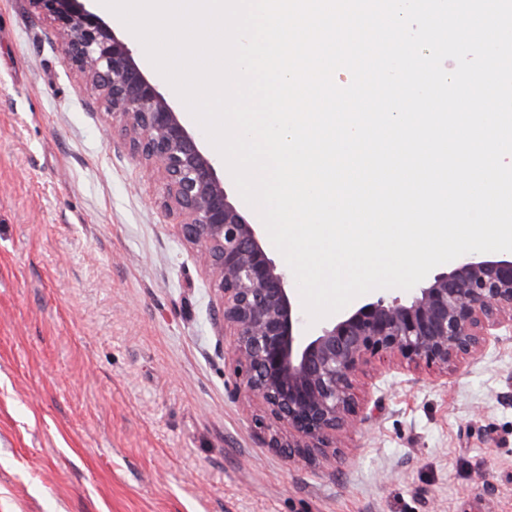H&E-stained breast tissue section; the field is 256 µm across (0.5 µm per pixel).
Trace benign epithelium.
I'll return each mask as SVG.
<instances>
[{
  "instance_id": "1",
  "label": "benign epithelium",
  "mask_w": 512,
  "mask_h": 512,
  "mask_svg": "<svg viewBox=\"0 0 512 512\" xmlns=\"http://www.w3.org/2000/svg\"><path fill=\"white\" fill-rule=\"evenodd\" d=\"M61 39L76 74L104 104L130 155L155 170L163 204L196 252L219 302L215 327L229 339L233 394L258 401V427L288 459L328 464L336 440L368 421L358 378L374 361L448 374L512 331V254H465L409 300L378 296L301 333L289 274L262 225L229 198L217 162L134 49L91 0H31Z\"/></svg>"
}]
</instances>
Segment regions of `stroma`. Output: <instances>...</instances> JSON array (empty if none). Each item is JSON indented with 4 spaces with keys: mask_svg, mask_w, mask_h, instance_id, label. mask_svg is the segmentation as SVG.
Listing matches in <instances>:
<instances>
[{
    "mask_svg": "<svg viewBox=\"0 0 512 512\" xmlns=\"http://www.w3.org/2000/svg\"><path fill=\"white\" fill-rule=\"evenodd\" d=\"M29 0H0V512H512V334L372 366L331 464L231 397L214 292Z\"/></svg>",
    "mask_w": 512,
    "mask_h": 512,
    "instance_id": "35a3bbf8",
    "label": "stroma"
}]
</instances>
